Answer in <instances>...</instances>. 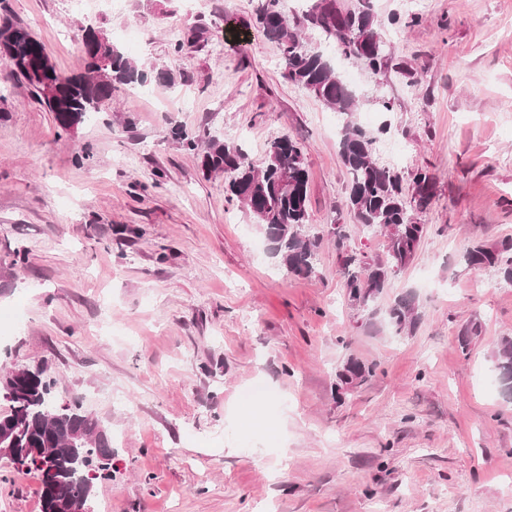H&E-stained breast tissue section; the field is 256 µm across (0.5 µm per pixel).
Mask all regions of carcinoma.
<instances>
[{
    "label": "carcinoma",
    "instance_id": "cac0c4a2",
    "mask_svg": "<svg viewBox=\"0 0 512 512\" xmlns=\"http://www.w3.org/2000/svg\"><path fill=\"white\" fill-rule=\"evenodd\" d=\"M256 19L265 36L277 42L283 78L304 88L330 109L346 116L339 139V155L351 174L345 207L353 223L386 237L387 259L343 257L340 275L349 304L369 307L389 277L414 258L426 233L415 221L413 210L426 208L434 192V176L417 168L405 174L373 159L376 137L354 120L360 95L336 70L320 47L307 40L315 32L319 42H333L343 57L363 67L374 81L385 75L389 54L372 0H357L342 15L336 0H315L302 15L288 9V0H258ZM83 66L65 75L57 70L45 45L24 25L0 20V56L7 59L12 75L23 79L31 94L53 114L58 128L71 131L93 112L112 106L119 86H139L147 77L138 62L105 33L81 27ZM173 139L200 159L202 169L229 175L225 192L229 200L245 205L268 242L269 254L285 271L308 277L315 273L314 260L322 237L306 233L309 224V173L304 153L288 136L274 139L257 161L232 140L208 128L189 133L179 125L170 130ZM462 259L470 267H493L512 282V239L488 246L467 243ZM388 322L400 333L415 328L417 313L411 297L397 299L389 308ZM494 367L504 390L512 394V336H505L495 352ZM376 374L353 355L340 364L337 389L359 387ZM52 385L39 368L10 366L0 377V433L14 436L9 460L17 469L47 471L40 491L41 512H70L76 503L93 512L94 484L81 479L84 471L76 457L91 456L97 466L91 480L107 477L112 463V441L101 420L78 402L61 404L49 395ZM32 448L57 452L36 465Z\"/></svg>",
    "mask_w": 512,
    "mask_h": 512
}]
</instances>
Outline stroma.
<instances>
[{"instance_id": "1", "label": "stroma", "mask_w": 512, "mask_h": 512, "mask_svg": "<svg viewBox=\"0 0 512 512\" xmlns=\"http://www.w3.org/2000/svg\"><path fill=\"white\" fill-rule=\"evenodd\" d=\"M372 3L389 69L377 84L352 66L356 120L389 125L379 162L402 143L401 169L429 168L436 185L414 259L361 310L341 253L381 259L386 239L352 225L335 114L283 79L257 0H0L63 73L79 70V29L93 24L184 76L120 87L65 132L0 59V366L41 367L106 425L98 512H512V401L492 364L512 336V284L461 259L471 240L512 239V0ZM191 28L198 41L173 53ZM175 125L240 139L256 160L275 138L301 143L315 274L279 266ZM407 294L419 321L399 334L386 311ZM350 354L378 369L339 398ZM40 486L0 459V512H40Z\"/></svg>"}]
</instances>
